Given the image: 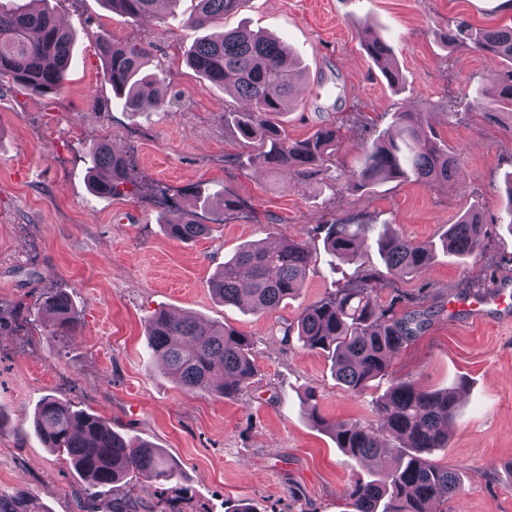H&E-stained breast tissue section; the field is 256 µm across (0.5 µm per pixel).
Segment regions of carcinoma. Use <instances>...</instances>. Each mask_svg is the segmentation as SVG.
<instances>
[{
    "label": "carcinoma",
    "instance_id": "carcinoma-1",
    "mask_svg": "<svg viewBox=\"0 0 512 512\" xmlns=\"http://www.w3.org/2000/svg\"><path fill=\"white\" fill-rule=\"evenodd\" d=\"M124 16L137 19L152 13H173L181 0H102ZM185 24L200 31L239 13L247 0H194ZM443 40L453 48L505 58L510 66L491 77L492 98L486 109L492 118L512 119V26L477 27L465 19L448 28ZM73 33L58 25L46 9L30 0H0V79L42 94L58 91L69 67ZM104 81L131 112L150 114L163 105L159 75L146 70L148 52L142 46L117 45L103 32L95 40ZM364 50L387 82L402 81L390 45L380 37L365 40ZM191 67L211 84L232 91L248 109L232 113L241 137L259 150L263 161L290 175L294 186L308 187L331 178L339 147V128L319 126L302 141H292L280 116L293 100L304 76L288 48L277 38L245 26L197 38L189 50ZM362 166L348 187L371 186L387 180H412L427 186L455 177L457 158L437 137L428 112H395L387 135L361 147ZM91 189L114 196L131 182L127 159L101 142L89 152ZM168 235L188 241L206 235L210 227L191 215L176 212L165 222ZM367 224H331L324 247L333 260L355 261ZM488 224L483 212L471 208L448 225L443 249L459 257L483 251ZM387 273L403 277L423 272L434 258L431 242H416L392 233L376 239ZM306 245L290 240L280 246L255 241L239 248L209 280L212 294L224 305L247 302L253 311H268L295 296L309 264ZM376 277H364L355 287H342L306 305L296 322L301 348L330 357L336 380L351 392H362L388 373L394 355L417 336L421 323L414 316L398 318L395 296L389 305L378 300ZM42 308L52 318L54 334L68 336L81 325L72 299L56 292ZM147 344L161 358L166 372L192 394L213 393L236 400L253 383L257 366L251 338L220 322L179 318L167 310L150 317ZM312 421L327 426L315 390L305 393ZM456 391H428L410 381H396L379 397L374 413L379 426L345 423L333 429L337 447L367 463L382 459L369 478H354L347 488L348 512H434L431 505L458 497L457 473L441 468L428 454L448 447L456 415ZM33 428L44 447L65 458L85 482V493L119 483L130 475L147 474L169 487L162 489L160 512H183L192 500L181 484L175 464L161 449L126 437L103 417L77 410L47 397L39 404ZM0 512H45L25 489L0 491Z\"/></svg>",
    "mask_w": 512,
    "mask_h": 512
}]
</instances>
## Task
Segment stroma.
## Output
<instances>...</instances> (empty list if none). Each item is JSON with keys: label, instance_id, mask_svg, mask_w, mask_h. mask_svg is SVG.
I'll list each match as a JSON object with an SVG mask.
<instances>
[{"label": "stroma", "instance_id": "1", "mask_svg": "<svg viewBox=\"0 0 512 512\" xmlns=\"http://www.w3.org/2000/svg\"><path fill=\"white\" fill-rule=\"evenodd\" d=\"M47 4L77 37L62 90L45 95L0 80V489L29 490L45 512H82L80 480L33 432V415L50 396L171 455L194 495L185 512H231L241 500L256 512H343L352 478L369 468L337 448L331 428L375 423V401L400 379L458 393L450 444L431 455L461 479L448 512H512V313L492 307L476 321L469 309L474 295L512 283V228L497 221L512 171V127L484 109L489 78L506 64L441 39L462 18L512 25V9L501 0H249L225 19L228 29L244 22L280 37L305 70L303 90L281 117L289 139L327 123L340 129L339 184L301 190L225 120L246 102L189 67L196 37L184 26L189 0L175 14L135 21L102 0ZM365 25L392 45L399 90L364 52ZM102 31L150 48L151 64L163 69L158 112H130L115 99L94 50ZM415 107L430 112L455 153L454 179L346 189L362 142L384 134L393 113ZM97 142L130 160L133 182L124 195L91 191L89 149ZM214 192L238 209L196 199ZM176 206L209 225V234L169 237L164 222ZM473 206L490 228L481 254L458 259L441 251L417 276L388 275L379 233L435 241ZM339 222L369 230L359 260L335 266L324 236ZM285 238L311 251L298 297L257 313L215 301L208 280L225 257L248 242ZM368 274L379 279L380 303L407 295L398 316L417 313L424 325L394 356L389 377L354 394L338 384L323 353L302 349L285 331L305 305ZM57 290L71 296L82 319L76 335H52L39 312ZM160 309L221 321L252 339L258 374L241 399L186 393L161 363H148L146 325ZM310 388L327 427L308 415Z\"/></svg>", "mask_w": 512, "mask_h": 512}]
</instances>
